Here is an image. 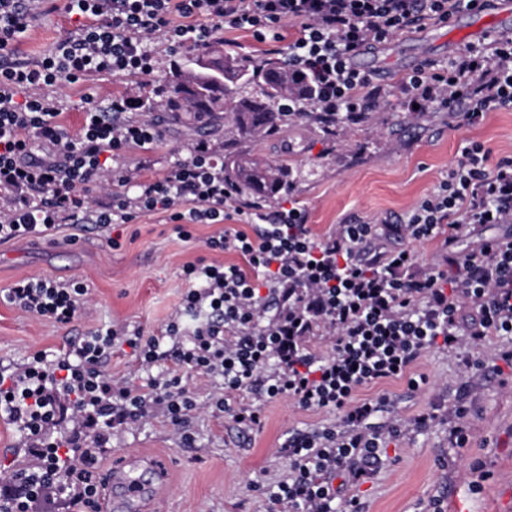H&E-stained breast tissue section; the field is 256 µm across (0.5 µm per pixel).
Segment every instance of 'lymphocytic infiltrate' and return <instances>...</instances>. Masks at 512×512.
<instances>
[{
	"instance_id": "f902f5d3",
	"label": "lymphocytic infiltrate",
	"mask_w": 512,
	"mask_h": 512,
	"mask_svg": "<svg viewBox=\"0 0 512 512\" xmlns=\"http://www.w3.org/2000/svg\"><path fill=\"white\" fill-rule=\"evenodd\" d=\"M476 0H0V243L45 238L63 224L104 231L167 213L178 236L191 224H224L206 246L234 253L235 263L198 259L183 268L189 289L160 336L122 324L99 328L63 354L30 356L0 374V415L27 443L28 463L0 474V512H50L61 499L95 512L98 463L123 425L163 414L185 443L198 406L186 375L220 379L208 406L246 427L261 426L264 405L287 398L326 410L337 421L289 434L288 475L267 488L270 512H360L352 491L370 478L389 443L406 429L427 427L426 411L412 425L375 418L384 399H361L363 386L404 377L429 350L456 352L489 336L512 342V234L451 257V270L422 269L407 248L387 239L443 237L454 246L479 224H512V159L490 163L478 142L462 150L447 179L397 224H340L319 236L302 209L270 213L235 204L224 163L204 143L162 178L141 181L125 162L131 148L160 144L165 128L136 119L135 99L115 94L98 107L85 94L84 123L70 134L62 103L49 94L59 82L151 75L149 40L165 35L170 52L202 47L225 28L252 30L258 40L286 42L288 66L311 77L312 112L324 131L374 111L380 93L353 58L425 22L447 23ZM64 10L79 18L73 35L35 63L14 61L30 17ZM182 24H175V17ZM299 26L292 41L281 30ZM405 107L445 112L468 125L486 113L512 110V40L467 45L445 63H429L401 84ZM113 186L98 205L94 185ZM251 225L243 232L230 220ZM78 280L24 278L0 290V303L58 324L71 323L87 300ZM313 336L329 339L312 349ZM128 345L144 386L109 377L103 366ZM174 361L176 370L162 369ZM248 392L251 404L232 406Z\"/></svg>"
}]
</instances>
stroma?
<instances>
[{
  "mask_svg": "<svg viewBox=\"0 0 512 512\" xmlns=\"http://www.w3.org/2000/svg\"><path fill=\"white\" fill-rule=\"evenodd\" d=\"M481 26L479 17L461 10L448 24L427 23L359 54L372 86L381 92L379 109L328 134L308 118L240 140L223 125L201 130L187 113H163L171 76L203 52L185 48L169 54L160 35L151 39L160 58L154 74L99 81L97 102L126 92L141 103L138 117L163 119L166 136L158 148L126 155L143 177H162L172 162L204 141L219 153L230 149L285 166L288 190L267 205L295 202L315 233L339 224L403 219L459 163L466 142L482 143L494 162L512 157V110L488 113L468 126L444 112H409L401 105L400 84L409 74L427 62L447 61L464 43L477 42ZM74 28V20L61 11L36 17L20 41L19 59L38 61ZM221 47L225 55L249 64L274 65L283 59L245 31L226 32ZM137 227L138 234L124 232L116 248L107 232L92 224L62 225L41 246L31 238L0 244V289L23 278L78 279L89 292L88 304L67 325L0 304V372L11 373L38 351L58 354L70 340L115 322L160 335L182 303L183 266L200 258H225L205 245L220 225H198L193 239L185 241L158 211L142 215ZM499 342L491 336L482 347H466L453 356L438 349L425 353L413 369L425 378L418 388L401 379L359 390L362 399L387 397L379 417L383 423L393 417L406 422L431 408L437 414L428 431L389 443L382 467L355 490L363 512H428L436 498L456 501L458 512H512V366L495 361ZM464 384L469 387L467 442L458 448L448 440L446 408ZM262 419L261 429L243 434L230 417L198 412L191 424L195 441L188 446L158 417L119 431L99 469L108 471L117 452L169 460L166 480L150 484L163 502L161 512H269L267 498L252 486L287 474L281 444L289 431H311L333 423L335 416L302 411L282 399L267 406Z\"/></svg>",
  "mask_w": 512,
  "mask_h": 512,
  "instance_id": "35a3bbf8",
  "label": "stroma"
}]
</instances>
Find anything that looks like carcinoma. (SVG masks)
I'll list each match as a JSON object with an SVG mask.
<instances>
[{"label":"carcinoma","instance_id":"carcinoma-1","mask_svg":"<svg viewBox=\"0 0 512 512\" xmlns=\"http://www.w3.org/2000/svg\"><path fill=\"white\" fill-rule=\"evenodd\" d=\"M224 58V70L217 74L191 70L180 73L167 99L170 110L178 112L189 107L193 119L213 125L219 120L230 123L237 132L253 137L276 128L280 123L302 116L286 112L288 97H310L312 86L300 73L265 65H254L253 71L239 64L220 50L213 51ZM256 82L261 88L256 97L238 96L240 79ZM227 178L238 192L262 199L275 197L285 188V167L273 166L249 155L231 153L224 158Z\"/></svg>","mask_w":512,"mask_h":512}]
</instances>
